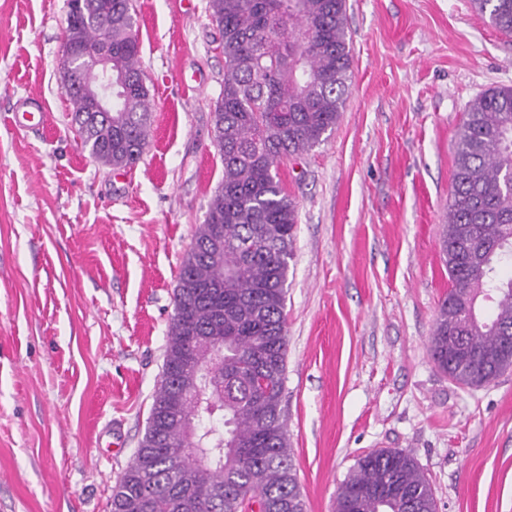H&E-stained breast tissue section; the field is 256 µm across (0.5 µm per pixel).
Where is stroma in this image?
Segmentation results:
<instances>
[{
  "instance_id": "1",
  "label": "stroma",
  "mask_w": 512,
  "mask_h": 512,
  "mask_svg": "<svg viewBox=\"0 0 512 512\" xmlns=\"http://www.w3.org/2000/svg\"><path fill=\"white\" fill-rule=\"evenodd\" d=\"M68 0H0V512H110L142 439L180 263L224 178L221 35L207 0H135L152 107L134 165L69 129ZM336 128L278 177L298 212L283 415L305 512H334L357 458L390 448L438 512H512V370L448 380L429 351L451 287L442 233L468 103L512 86V38L470 0H347ZM39 98L43 129L16 123Z\"/></svg>"
}]
</instances>
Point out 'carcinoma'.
Here are the masks:
<instances>
[{"instance_id": "obj_1", "label": "carcinoma", "mask_w": 512, "mask_h": 512, "mask_svg": "<svg viewBox=\"0 0 512 512\" xmlns=\"http://www.w3.org/2000/svg\"><path fill=\"white\" fill-rule=\"evenodd\" d=\"M512 35V0H471ZM222 37L224 85L215 146L224 180L173 290L163 369L111 512H304L281 402L289 260L298 223L278 166L320 144L351 84L346 0H208ZM132 0H68L65 42H112V111L69 93L70 124L103 167L135 164L147 144L150 92L140 70ZM80 83L100 78L73 60ZM512 87L473 99L457 132L442 250L452 288L429 340L438 368L477 388L512 368ZM490 298L486 318L479 301ZM219 416L223 427L194 419ZM335 512H437L432 484L397 449L361 455Z\"/></svg>"}]
</instances>
